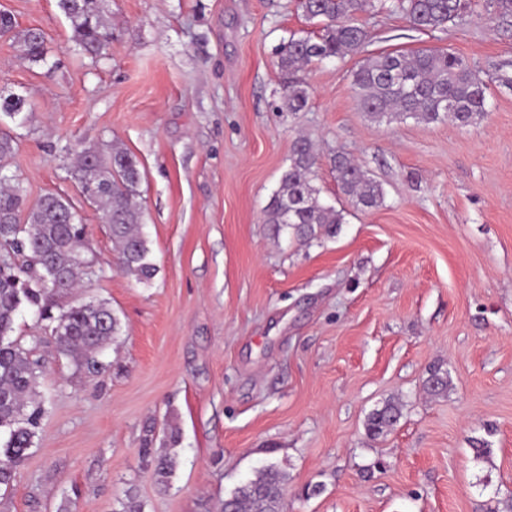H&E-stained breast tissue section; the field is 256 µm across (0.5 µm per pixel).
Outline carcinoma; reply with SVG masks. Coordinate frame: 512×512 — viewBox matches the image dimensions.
<instances>
[{
  "label": "carcinoma",
  "instance_id": "cac0c4a2",
  "mask_svg": "<svg viewBox=\"0 0 512 512\" xmlns=\"http://www.w3.org/2000/svg\"><path fill=\"white\" fill-rule=\"evenodd\" d=\"M305 15L317 21L318 31L294 32L281 47L277 67L285 76L278 110L303 111L309 101L303 78L308 67L361 51L369 39L357 15L365 0H302ZM70 22L76 51L92 60L106 55L112 30L105 15V0H57ZM477 0H396L393 8L420 31L442 29L465 17L485 19L484 13L512 17V0H485L484 12ZM7 32L21 54L33 64L48 61L46 37L36 28L17 29L8 23ZM352 90L361 111L381 122L397 116L426 124L449 119L462 127H473L484 119L488 84L463 56L451 49H418L380 52L365 58L352 71ZM25 98L0 94V112L20 115ZM15 151V140L0 135V487L13 486L20 468L36 446L41 420L46 413L39 387L43 374L40 360L33 358L39 340L30 347L12 338L20 308H29L44 325L56 352L89 377L103 374L105 349L120 335L121 322L108 302L90 299L59 307L56 295L70 294L82 278L96 274L94 260L85 251L86 228L73 202L48 193L34 204L26 203L23 190L7 174ZM318 155L305 139L293 147L288 167L278 190L263 210V223L288 229L297 240L311 243L336 235L345 223L346 208L371 211L384 202V190L358 164L342 153L331 159L341 199L331 205L319 198L314 186ZM81 185L84 201L108 218L120 270L139 284L151 283L158 273L141 224L142 206L138 187L142 174L137 158L118 143L89 146L77 152L73 172ZM58 283L45 280L50 271ZM402 416L391 401L374 409L366 428L372 437L390 433ZM153 438L144 439V466L155 483L168 487L177 464L179 430L170 426L161 450L151 448ZM288 474L274 464L259 470L254 478L237 487L223 501L219 512H283V491ZM113 512H143L136 488L128 487L115 500Z\"/></svg>",
  "mask_w": 512,
  "mask_h": 512
}]
</instances>
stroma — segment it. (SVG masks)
Wrapping results in <instances>:
<instances>
[{
	"label": "stroma",
	"mask_w": 512,
	"mask_h": 512,
	"mask_svg": "<svg viewBox=\"0 0 512 512\" xmlns=\"http://www.w3.org/2000/svg\"><path fill=\"white\" fill-rule=\"evenodd\" d=\"M392 2L361 12L365 54L445 47L512 76V18L420 31ZM0 10L49 50L33 65L0 36V89L27 100L0 131L28 202L80 201L74 154L119 142L140 163L159 268L148 285L126 277L83 207L98 275L57 302L107 301L122 334L89 378L17 314L14 338L40 340L48 412L0 512H112L131 485L143 512H216L271 463L288 474L284 512H512V88L493 81L474 127L376 123L351 89L355 54L306 72L305 111L278 112V51L312 28L299 0H111L97 62L76 54L57 0ZM301 137L321 199L336 198L341 152L385 191L309 245L263 221ZM435 367L450 379L440 396L424 388ZM389 399L402 416L370 437ZM171 424L179 457L163 490L140 448Z\"/></svg>",
	"instance_id": "obj_1"
}]
</instances>
